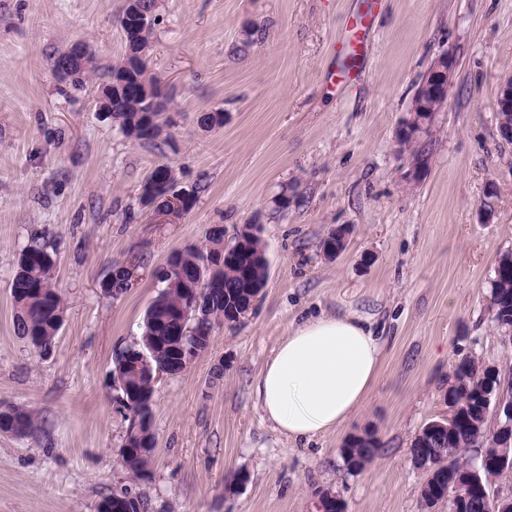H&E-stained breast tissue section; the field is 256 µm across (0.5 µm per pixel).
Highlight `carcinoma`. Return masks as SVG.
I'll use <instances>...</instances> for the list:
<instances>
[{"mask_svg":"<svg viewBox=\"0 0 512 512\" xmlns=\"http://www.w3.org/2000/svg\"><path fill=\"white\" fill-rule=\"evenodd\" d=\"M144 9L152 17L145 27L125 35L126 53L112 67V77L128 74L134 81L152 91L149 100L123 93L112 98V120L126 137L142 141H154L170 136V121L164 118L169 111L170 100L157 79L150 73L146 61L153 28L157 21L156 0H144ZM82 62L71 78L74 86L91 80L94 53L87 43H82ZM177 179L173 168L162 163L141 185L139 203L146 207L168 206V197L176 191ZM50 255L46 246L33 244L22 250L11 283L15 308V325L19 336L28 339L37 336L46 347H52L63 322V302L50 268L44 258ZM167 265L171 273L161 274L162 289L148 305L141 332L115 354L114 367H120L125 353L146 344L150 347L154 368L169 375L187 369L171 340L174 312L189 306L190 289H200L204 295V307L198 312L201 320H188L178 331L185 332V344L199 352L209 347L214 324L224 321L234 323L248 313L266 287L268 260L266 248L257 233L252 238L234 236L224 243V229H216L206 236L205 242L189 246L170 255ZM129 286L127 270L116 271L113 280L105 282L104 295L117 297ZM493 320L502 332L512 330V254H503L494 269L490 281ZM457 384L448 388L447 397L454 400L459 410L448 431L434 435L421 429L411 444L413 462L429 461L440 472L435 474L436 485L420 488L423 510H428V496L434 501L443 499L447 487L455 485L463 476L462 468L448 463L464 448H482L489 453L498 452L504 441L490 435L487 428L489 415L483 404V393L502 387L512 398V373L504 375L491 372L485 365L471 357L460 358L453 368ZM128 386L134 395L127 397L126 409L139 417V425H128L121 444V464L131 479L146 477L153 464L155 433L153 430L151 401L157 384L152 376L142 372L126 373ZM14 411V435L22 437L34 432L38 418L27 408L10 407ZM378 450L377 441H360L349 450V455L359 457L363 464L370 463Z\"/></svg>","mask_w":512,"mask_h":512,"instance_id":"cac0c4a2","label":"carcinoma"}]
</instances>
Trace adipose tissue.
<instances>
[{"label": "adipose tissue", "instance_id": "1", "mask_svg": "<svg viewBox=\"0 0 512 512\" xmlns=\"http://www.w3.org/2000/svg\"><path fill=\"white\" fill-rule=\"evenodd\" d=\"M382 353L355 315L302 321L261 368L254 383L257 404L280 435L311 441L344 425L364 404Z\"/></svg>", "mask_w": 512, "mask_h": 512}]
</instances>
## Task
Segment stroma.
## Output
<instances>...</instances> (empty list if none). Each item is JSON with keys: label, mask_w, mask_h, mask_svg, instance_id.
I'll list each match as a JSON object with an SVG mask.
<instances>
[{"label": "stroma", "mask_w": 512, "mask_h": 512, "mask_svg": "<svg viewBox=\"0 0 512 512\" xmlns=\"http://www.w3.org/2000/svg\"><path fill=\"white\" fill-rule=\"evenodd\" d=\"M124 0H0V404L40 418L0 432V512H96L130 485L145 512H313L330 490L346 512H423L415 434L446 410L461 357L512 368L490 308V279L512 253V143L498 132L500 83L512 76V0H156L148 64L169 94L171 141L124 137L96 91L125 53ZM369 22L357 79L332 84L348 20ZM95 51L86 89H62L54 58ZM457 64L413 180L396 133L432 61ZM224 114L221 128L199 118ZM171 165L195 195L177 224L153 223L138 189ZM287 195V209L278 198ZM259 220L269 277L244 318L216 326L208 349L162 376L152 400L149 475L129 481L127 420L112 393L120 347L139 335L170 254L212 225L232 238ZM352 233L335 258L320 241ZM48 243L63 324L50 355L18 336L10 284L20 252ZM137 278L117 298L103 278ZM354 314L384 358L360 410L296 443L264 419L252 384L293 325ZM374 431L363 469L339 450ZM246 483L225 490L236 474ZM4 407H6L5 409L14 411V414L12 416H10V418L12 417L15 421V423H13V426L15 428V430H14L15 436L22 437V436H26V435H29L32 432H34V430L37 426L38 418L32 410L24 408V407L19 408L18 406L17 407L16 406H4Z\"/></svg>", "instance_id": "35a3bbf8"}]
</instances>
